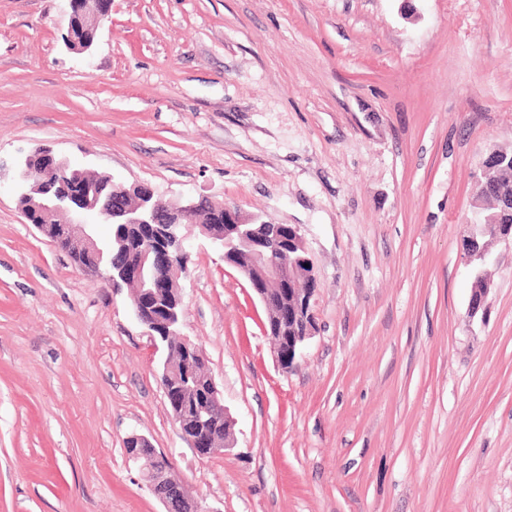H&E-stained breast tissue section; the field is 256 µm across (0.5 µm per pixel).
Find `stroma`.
<instances>
[{
	"label": "stroma",
	"mask_w": 512,
	"mask_h": 512,
	"mask_svg": "<svg viewBox=\"0 0 512 512\" xmlns=\"http://www.w3.org/2000/svg\"><path fill=\"white\" fill-rule=\"evenodd\" d=\"M68 11L0 0V512H165L134 433L214 512H512V244L473 318L462 250L512 151V0H112L83 54ZM38 147L299 228L315 330L286 370L247 279L189 241L180 332L224 453L182 440L130 289L27 224ZM507 158L498 155V152L492 151L488 154L487 158L483 161L481 167V175L475 184V193L477 195L483 194L489 185H492L495 170L500 167H506L508 162Z\"/></svg>",
	"instance_id": "obj_1"
}]
</instances>
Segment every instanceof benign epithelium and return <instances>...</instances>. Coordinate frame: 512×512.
Returning <instances> with one entry per match:
<instances>
[{"instance_id": "obj_1", "label": "benign epithelium", "mask_w": 512, "mask_h": 512, "mask_svg": "<svg viewBox=\"0 0 512 512\" xmlns=\"http://www.w3.org/2000/svg\"><path fill=\"white\" fill-rule=\"evenodd\" d=\"M69 16L66 47L74 52H85L94 43L99 29L109 20L112 0H68ZM507 166L506 158L492 151L483 161L481 175L475 184V193H484L494 178L493 172ZM16 185L21 196L31 199L24 210L26 220H42L36 225L46 232L47 224L59 227V233L50 239L60 248H71L83 255L84 271L99 276L107 285L117 288L125 280H137V297L131 309L140 324L145 326L153 340H161L166 351L160 384L163 393L182 385L183 376L207 364L203 352L187 340H182L185 358L176 361L169 337L178 335L183 298L181 290L170 289L173 275L187 271L191 255L187 240L198 233L224 254V262L242 272L249 286L266 309V331L277 337L276 358L287 368V356L296 353L310 338L314 329V315L310 301L293 300V313L272 285L288 279L297 264L309 263L302 256L291 257L288 238L277 233L278 226L267 223L258 215L246 216L235 204L209 202L215 214L224 215V234L217 235L208 225L199 223L198 202L173 203L161 211L153 202L154 190L142 185L141 200L134 206L117 208L114 203L123 199L129 189L115 181L105 192L88 181V171L72 165L69 160L38 148L28 155L16 172ZM137 224L146 230L147 245L141 250L139 265L135 268L112 267V244L100 239V224ZM494 234L499 240L512 241V226L499 224L487 216L470 225V235L463 245L466 262L472 265L474 275L484 277L483 266L489 261V252L480 245V239ZM210 391L204 407L185 421L178 412L172 418L182 439L200 456L221 454L233 445V439L220 441L208 438L206 426L221 415L224 429H232V420L224 408L223 394L214 377H208ZM126 456L141 471L149 491L164 505L165 512H212L202 502L188 498L181 482L173 475L170 460L153 448L150 440L132 434L125 445Z\"/></svg>"}]
</instances>
